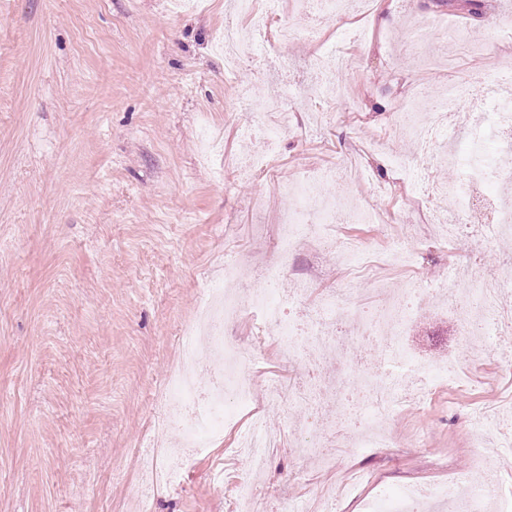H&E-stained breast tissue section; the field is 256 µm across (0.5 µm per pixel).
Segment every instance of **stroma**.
I'll list each match as a JSON object with an SVG mask.
<instances>
[{
	"label": "stroma",
	"mask_w": 512,
	"mask_h": 512,
	"mask_svg": "<svg viewBox=\"0 0 512 512\" xmlns=\"http://www.w3.org/2000/svg\"><path fill=\"white\" fill-rule=\"evenodd\" d=\"M381 14L393 23L380 25ZM509 20L512 0H375L349 46L353 71L334 76L344 94L299 102L279 143L281 178L336 164L354 138L374 141L366 176L348 173L323 192L354 208L381 199L391 227L411 225L413 236L407 260L386 263L377 225L338 224L330 236L368 240L379 263L356 271L336 251L303 246L291 275L347 284L352 309L371 316L379 291L418 279L425 301L403 345L430 365L454 361L459 378L387 422L394 446H342L332 464L280 448L258 478V512H300L331 488L335 512H366L381 493L489 469L512 492V446L469 427L512 393V325L465 346L454 308L435 297L454 257H480L484 278L499 279L512 242L480 250L472 227L443 248L439 227L410 205L413 176L390 164L417 150L392 114L418 88L489 67L512 76V34L500 28ZM340 27L327 18L321 43L300 34L279 46L277 65L311 84V63L328 58ZM223 28L224 0H0V512H142L140 452L201 298L226 261L255 280L280 261L264 239L295 199L235 168L267 149L239 137L249 114L237 98L268 95L269 61L260 54L225 70ZM206 123L223 127L222 154L205 156ZM258 198L262 224L251 218ZM287 360L269 342L243 370L265 426L289 441L307 423L304 409L264 396ZM250 421L242 412L226 424L152 512H227L248 469L234 446Z\"/></svg>",
	"instance_id": "1"
}]
</instances>
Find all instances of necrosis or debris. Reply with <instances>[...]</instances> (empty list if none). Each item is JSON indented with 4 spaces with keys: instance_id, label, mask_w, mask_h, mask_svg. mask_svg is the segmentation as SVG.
<instances>
[{
    "instance_id": "4bbe7bcc",
    "label": "necrosis or debris",
    "mask_w": 512,
    "mask_h": 512,
    "mask_svg": "<svg viewBox=\"0 0 512 512\" xmlns=\"http://www.w3.org/2000/svg\"><path fill=\"white\" fill-rule=\"evenodd\" d=\"M233 13L247 19L248 28L225 25L221 44L224 48L226 68H235L241 57L243 40L265 38L271 19L279 8V0H231ZM495 71L482 73L480 80L463 76L452 79L443 92L433 99L434 117L423 120L411 103H404L396 115L395 122L413 136L419 150L411 156L393 158L397 169L414 174L422 183L420 195L433 196L439 190L432 182L430 156L434 143L447 138L453 150L449 155L454 163H470L468 180L459 182L445 192L453 204L452 213H445L433 204H426L427 222L447 225L444 242L455 238L457 228L469 224L470 215L479 210L484 214L478 242L488 245L497 237L512 235V210L493 203L485 194L488 182L512 180V168L498 165L483 167L479 161H468L466 152L476 145L491 140L501 152L512 151V98H500L493 102L490 112L471 122L460 120L462 102L472 96L476 84H495ZM292 98L284 89L272 90L266 100L264 112L253 114L239 131L242 137L263 135L266 142H278L288 132V114L292 110ZM362 150L352 146L331 167L318 175H308L290 184L289 190L297 201V208L288 210L280 219V233L272 249L280 258L278 264L265 270L264 285H254L240 268L234 264L224 267L223 279L205 293L197 308V314L189 326L191 335L202 337L210 362L222 366L223 371L214 375L207 390H200L194 374L202 369L196 352H189L183 364L174 368L162 398L163 412L156 424L157 434L182 430L187 447L193 451L209 448L219 439L226 422L232 420L240 409L250 406L254 398L251 379L242 375L238 362L236 343L229 340L230 326L246 316L260 314L262 322L255 328V343L277 341L285 352L295 353L303 340L312 346L304 361L300 376L283 375L270 378L265 385L267 399L273 403H293L310 407L309 390L312 384L322 381L323 367L329 363L347 366L355 361V352L360 342L383 340L385 353L373 362L370 381L362 382L349 377L338 385L340 394H352L361 401V415L369 421L382 423L390 419L414 397L426 392L428 387L452 379L453 372L447 365L430 366L410 356L405 351L400 331L422 304L424 289L421 283L410 282L388 299L387 307L376 318L354 314L346 318L347 332L343 337L326 334L324 330L311 329L312 316L303 312L288 315L285 297L276 290L286 273L288 256L302 245L322 246L324 227L344 221L345 212L340 201L325 198L321 187L325 181L335 178L337 170H345L359 164ZM467 279V305L463 312L477 317L501 319L500 296L512 290V276L498 282L485 281L478 267L464 261L448 268L449 283ZM340 439L334 425L322 413L311 410L309 425L301 432L296 445L301 449H313L325 457L335 456V447ZM249 460L248 472L236 482L237 492L233 497L230 512H250L259 496L257 476L264 471L271 453L280 446V437L272 429L254 421L248 436L239 439ZM149 465L147 479L140 491L143 500L151 497L169 483L179 471L182 461L175 458L171 449L154 444L145 456ZM452 495L467 500L471 512H484L489 503H496V512H512V500L501 498L496 483L483 488L456 481L448 486H425L408 488L396 495H380L371 502L369 512H422L426 500Z\"/></svg>"
}]
</instances>
